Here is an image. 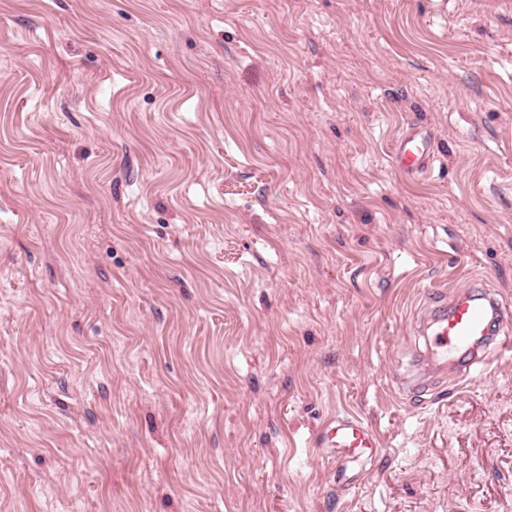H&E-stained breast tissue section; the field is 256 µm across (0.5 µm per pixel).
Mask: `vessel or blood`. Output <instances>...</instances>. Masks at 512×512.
Instances as JSON below:
<instances>
[{"instance_id": "vessel-or-blood-1", "label": "vessel or blood", "mask_w": 512, "mask_h": 512, "mask_svg": "<svg viewBox=\"0 0 512 512\" xmlns=\"http://www.w3.org/2000/svg\"><path fill=\"white\" fill-rule=\"evenodd\" d=\"M434 136L429 129L410 125L394 147L397 167L406 175L426 172L434 159ZM428 344L434 354L454 360L458 376L484 373L488 354L512 353V307L489 295L463 289L454 295L440 292L427 300ZM314 448L336 466L337 483L349 486L359 479L349 470L353 461L375 458L377 440L373 430L360 419L330 418L312 435Z\"/></svg>"}]
</instances>
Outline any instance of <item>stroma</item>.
<instances>
[{
	"instance_id": "1",
	"label": "stroma",
	"mask_w": 512,
	"mask_h": 512,
	"mask_svg": "<svg viewBox=\"0 0 512 512\" xmlns=\"http://www.w3.org/2000/svg\"><path fill=\"white\" fill-rule=\"evenodd\" d=\"M472 284L512 304V0H0V512H512V355L417 327ZM432 132L415 124L408 126L394 147L396 166L406 175L426 172L434 159ZM312 442L322 457L336 465V482L342 486L355 484L360 476L348 470V463L374 459L378 448L374 431L349 415L327 420L312 434Z\"/></svg>"
}]
</instances>
